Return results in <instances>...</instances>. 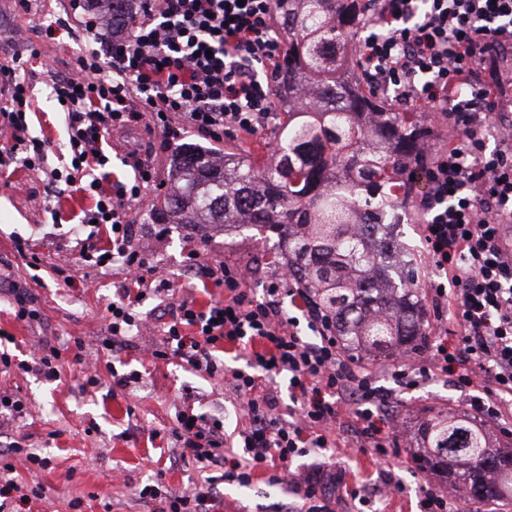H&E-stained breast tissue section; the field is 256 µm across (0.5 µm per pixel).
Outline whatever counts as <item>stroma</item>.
<instances>
[{
	"mask_svg": "<svg viewBox=\"0 0 512 512\" xmlns=\"http://www.w3.org/2000/svg\"><path fill=\"white\" fill-rule=\"evenodd\" d=\"M86 10L74 8L72 0H0V64L12 55L28 57L26 80L32 95L29 137L49 142L48 163H66L65 123L60 108L51 95L53 76L77 77L76 58L86 49L98 47L109 38V30L92 35L82 22ZM68 21L73 37L49 41L41 28L55 20ZM139 147L140 155L151 161L160 180H167L171 150H160V141L137 127L109 138L112 169L120 176L133 174L122 162L125 144ZM424 181L409 186L404 223L393 225L399 249L396 260L415 257L422 279L430 277V261L418 226V204L425 192ZM92 200L77 192L55 196L43 189L42 173L14 164L0 170V268L8 269L14 281L27 285L42 315L41 321L15 318L11 297L0 291V350L14 361L38 357L39 345L56 348L60 353L59 380L50 381L34 373L0 368V394L20 399L26 413L0 423V451L20 446V454L11 462L16 480L40 485L42 495L33 499L26 512H72L73 498L83 501L82 512H154L151 504L141 502L137 492L151 483L157 471H164V482L182 491L200 482L204 473L195 464H171L169 431L179 412L220 413L224 416V434L234 440L246 425V419L224 390L223 376L202 377L187 371L178 360H155L150 356L162 341L160 325L131 336L117 353L102 346L107 334V306L112 300L111 270L86 266L75 247L73 230ZM136 242L145 247L161 275L173 279L177 298H189L197 307H207L223 298V289L203 285L184 271L185 257L192 247H199L209 263L242 266L252 272L253 284L269 279L276 264L282 263V245L277 237L263 238L250 225L217 226L207 239H200L187 226L155 224L145 212L135 211ZM20 239H40L44 245L37 255L38 266H30L17 250ZM66 260L65 276H72L74 286H67L65 276L53 267ZM94 285L82 287L83 277ZM83 349H76V342ZM82 352L92 361L85 370L75 360ZM141 371L144 384L129 392L116 387L113 372ZM99 382L87 384L88 375ZM433 408L461 413L468 407L464 393L444 378L431 380L416 391L403 394L392 413L400 418L409 436L398 456L388 460L352 451L347 446L328 449L337 482L326 485V494L334 502L335 512H351L349 501L341 499L339 486L365 480L371 483L390 478L406 484L402 498H379L372 512H420L419 487L427 481L443 486L442 478L431 477L415 464L418 425ZM34 453L50 458L47 468L30 467L26 455ZM219 505L215 512H278L295 495L288 484L269 482L266 473H256L249 485L224 482L219 487Z\"/></svg>",
	"mask_w": 512,
	"mask_h": 512,
	"instance_id": "obj_1",
	"label": "stroma"
}]
</instances>
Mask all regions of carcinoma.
<instances>
[{"label":"carcinoma","mask_w":512,"mask_h":512,"mask_svg":"<svg viewBox=\"0 0 512 512\" xmlns=\"http://www.w3.org/2000/svg\"><path fill=\"white\" fill-rule=\"evenodd\" d=\"M369 0H277L288 36L277 147L264 159L234 152L217 160L177 148L170 188L152 204L156 224H251L288 247L291 283L314 295L336 322L347 349L370 357L420 353L428 336L420 277L390 272L396 249L384 230L400 223L406 179L425 138L415 112H398L362 79L349 51ZM104 4L112 29L127 28L137 0ZM425 468L465 488L472 502L512 500V448H497L474 418L448 412L419 424Z\"/></svg>","instance_id":"carcinoma-1"}]
</instances>
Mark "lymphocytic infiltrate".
I'll return each instance as SVG.
<instances>
[{
	"mask_svg": "<svg viewBox=\"0 0 512 512\" xmlns=\"http://www.w3.org/2000/svg\"><path fill=\"white\" fill-rule=\"evenodd\" d=\"M367 27L355 46L364 70L379 73L396 102L439 113L451 130L446 143L424 146L428 190L420 201L431 294L447 307L448 325L430 358L406 355L395 363V386L387 389L375 368L346 356L328 313L285 276L257 292L240 269L210 264L192 250L187 267L224 297L204 311L188 300L173 304L152 356L223 374L247 425L234 453L223 417L179 413L170 431L173 454L212 474L181 492L159 479L145 485L139 496L158 501V512H211L219 481L246 485L260 468L297 490L299 512H331L319 482L325 461L299 473L291 468L295 456L337 447L333 428L343 422L358 451L388 456L398 424L386 418V406L397 402L399 390L436 377L477 389L468 402L476 415L512 417V135L492 149L485 142L488 128L512 116V0H376ZM287 54L275 0H143L128 33L78 56L81 80H53L70 156L54 168L45 142L26 136L31 98L16 78L22 59L0 65L9 92L0 107V167L19 162L46 171L53 192L91 196L94 205L79 224L108 232V246L86 238L79 250L87 266L107 261L118 269L106 349L120 350L143 328L141 303L173 290L150 254L133 244L132 212L148 202L156 170L132 151L133 182L114 178L108 136L138 126L165 140L189 132L214 142L230 133L256 135L274 111ZM301 316L316 341L299 334ZM222 344L249 350L246 368L221 364ZM283 375L292 402L285 414L277 382Z\"/></svg>",
	"mask_w": 512,
	"mask_h": 512,
	"instance_id": "obj_1",
	"label": "lymphocytic infiltrate"
}]
</instances>
